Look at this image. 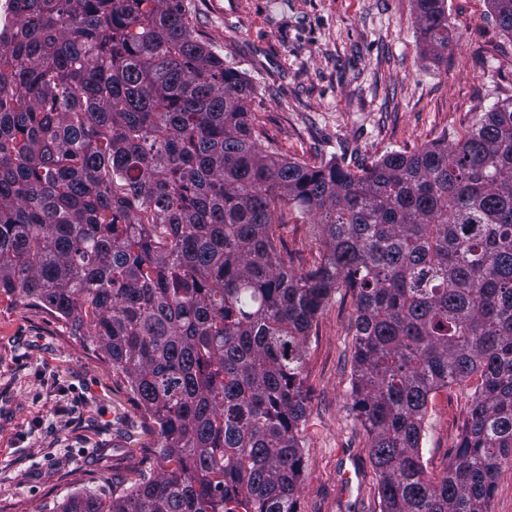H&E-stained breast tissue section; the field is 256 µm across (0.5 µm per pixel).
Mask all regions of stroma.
Instances as JSON below:
<instances>
[{"mask_svg": "<svg viewBox=\"0 0 512 512\" xmlns=\"http://www.w3.org/2000/svg\"><path fill=\"white\" fill-rule=\"evenodd\" d=\"M196 34L253 88L254 126L288 159L359 171L387 152L456 139L512 97V35L488 0H447L456 40L423 57L415 0H184ZM285 247L312 264L321 241L289 214ZM353 292L320 310L306 351L297 512H380L369 437L351 386ZM477 379L433 397L422 462L439 474L463 433ZM157 436L101 354L23 301L0 300V512H52L76 492L159 470Z\"/></svg>", "mask_w": 512, "mask_h": 512, "instance_id": "35a3bbf8", "label": "stroma"}]
</instances>
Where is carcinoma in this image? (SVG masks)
I'll return each mask as SVG.
<instances>
[{"instance_id": "obj_1", "label": "carcinoma", "mask_w": 512, "mask_h": 512, "mask_svg": "<svg viewBox=\"0 0 512 512\" xmlns=\"http://www.w3.org/2000/svg\"><path fill=\"white\" fill-rule=\"evenodd\" d=\"M24 2L0 32V298L95 345L162 457L57 512H297L306 345L338 288L381 512H491L512 456V98L451 142L309 167L260 142L250 84L183 0ZM490 3L512 35V0ZM416 4L438 63L447 0ZM288 209L320 229L308 267L278 249ZM474 376L432 476L429 400Z\"/></svg>"}]
</instances>
